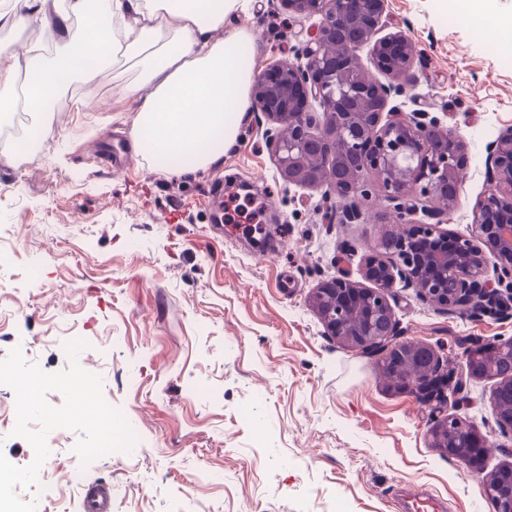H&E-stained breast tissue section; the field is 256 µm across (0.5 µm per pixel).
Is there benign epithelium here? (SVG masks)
Returning a JSON list of instances; mask_svg holds the SVG:
<instances>
[{
  "instance_id": "7a95c632",
  "label": "benign epithelium",
  "mask_w": 512,
  "mask_h": 512,
  "mask_svg": "<svg viewBox=\"0 0 512 512\" xmlns=\"http://www.w3.org/2000/svg\"><path fill=\"white\" fill-rule=\"evenodd\" d=\"M289 11L318 18L314 35L290 61L270 64L254 80L256 111L286 187L325 189L342 208L338 220L356 223L360 203L378 205L385 221L363 259V281L336 275L322 281L309 306L336 343L402 364L395 389L411 387L442 411L430 431L432 447L477 473L450 426L466 432L467 445L488 454L491 444L461 413L467 380L492 377L498 431L512 436V340L492 339L466 348L459 371H448L439 351L400 340L392 289L413 288L449 313L512 314V131L487 147V189L473 204L475 231L444 228L458 204L464 146L456 131L425 109L406 112L395 103L415 86L416 52L402 30L386 31L388 0H279ZM368 50V62L361 51ZM492 512H512V464L484 482Z\"/></svg>"
}]
</instances>
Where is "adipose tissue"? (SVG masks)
Segmentation results:
<instances>
[{
  "label": "adipose tissue",
  "instance_id": "ef3b65f1",
  "mask_svg": "<svg viewBox=\"0 0 512 512\" xmlns=\"http://www.w3.org/2000/svg\"><path fill=\"white\" fill-rule=\"evenodd\" d=\"M249 2L68 0L51 11L48 0H12L10 11H0V27L39 22L54 48L0 51V95H22L26 111L40 112L75 76L93 78L108 60L130 63L137 77L125 92L139 99L136 151L161 171L208 168L250 107L254 66L242 49L251 34L225 28Z\"/></svg>",
  "mask_w": 512,
  "mask_h": 512
}]
</instances>
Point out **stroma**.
<instances>
[{
    "label": "stroma",
    "instance_id": "stroma-1",
    "mask_svg": "<svg viewBox=\"0 0 512 512\" xmlns=\"http://www.w3.org/2000/svg\"><path fill=\"white\" fill-rule=\"evenodd\" d=\"M511 14L512 0L480 17L460 0H388L390 29L417 51L416 93L465 144L447 224L460 235L471 234L486 188V146L512 128V42L498 29ZM232 24L252 30L246 50L260 71L292 58L314 22L252 0ZM135 76L107 65L56 91L51 111L0 114V145L36 147L0 157V244L16 255L0 270V360L17 347L57 372L69 365V338L86 340L78 361L137 435L135 449L84 464L76 433L53 430L39 475L55 493L21 497L38 512H80L85 485L100 480L112 485V512H399L404 491L428 493L446 512H491L482 477L431 447L436 406L390 389L375 359L325 336L308 305L321 280L359 278L378 210L341 224L335 196L285 189L253 111L207 170L170 175L137 155L105 168L90 148L107 131L132 148L138 102L121 87ZM221 182L271 197L268 246L213 223ZM391 304L405 340L443 349L454 368L464 343L512 339V316H451L402 288ZM495 384L468 379L463 407L494 436L489 472L512 462V438L494 431ZM15 423V392L0 384V453L25 466L34 450Z\"/></svg>",
    "mask_w": 512,
    "mask_h": 512
}]
</instances>
